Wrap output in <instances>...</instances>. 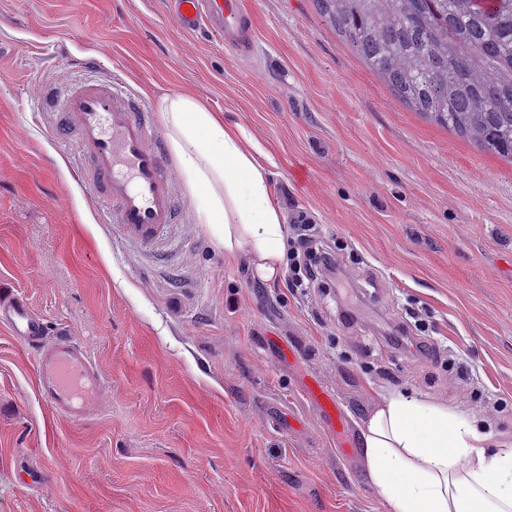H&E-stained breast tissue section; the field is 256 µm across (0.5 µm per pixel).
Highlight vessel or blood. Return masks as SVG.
<instances>
[{
	"label": "vessel or blood",
	"mask_w": 512,
	"mask_h": 512,
	"mask_svg": "<svg viewBox=\"0 0 512 512\" xmlns=\"http://www.w3.org/2000/svg\"><path fill=\"white\" fill-rule=\"evenodd\" d=\"M179 28H207L225 47L245 54L254 46V29L242 0H169ZM81 76L48 106L58 112L78 161L79 182L100 204L107 223L121 240L160 246L185 219L174 195V172L157 134L149 103L122 80L98 76L95 59L74 60ZM0 324L36 354L38 387L43 398L67 417L81 421L101 388L87 351L79 345L44 342V327L20 296L0 297Z\"/></svg>",
	"instance_id": "1"
}]
</instances>
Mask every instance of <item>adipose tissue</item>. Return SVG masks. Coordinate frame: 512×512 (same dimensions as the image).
Instances as JSON below:
<instances>
[{
    "label": "adipose tissue",
    "instance_id": "ef3b65f1",
    "mask_svg": "<svg viewBox=\"0 0 512 512\" xmlns=\"http://www.w3.org/2000/svg\"><path fill=\"white\" fill-rule=\"evenodd\" d=\"M157 117L196 196V223L225 252L246 251L262 280L279 278L287 229L265 149L188 96L161 98ZM363 442L369 476L391 512H512V448H487L484 435L446 407L390 397L366 421Z\"/></svg>",
    "mask_w": 512,
    "mask_h": 512
}]
</instances>
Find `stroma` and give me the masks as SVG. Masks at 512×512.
I'll use <instances>...</instances> for the list:
<instances>
[{
	"label": "stroma",
	"instance_id": "1",
	"mask_svg": "<svg viewBox=\"0 0 512 512\" xmlns=\"http://www.w3.org/2000/svg\"><path fill=\"white\" fill-rule=\"evenodd\" d=\"M245 4L248 55L182 32L166 0H0V290L103 382L71 420L0 325V512H390L362 430L396 395L512 445V165L410 109L314 0ZM87 56L149 104L185 94L245 127L281 211L306 212L335 251L356 319L333 282L264 281L190 215L162 250L115 245L41 107ZM417 314L435 351L415 359L391 336ZM311 399L325 412L335 423L341 422V413L336 403V397L323 390L318 385L311 388Z\"/></svg>",
	"mask_w": 512,
	"mask_h": 512
}]
</instances>
